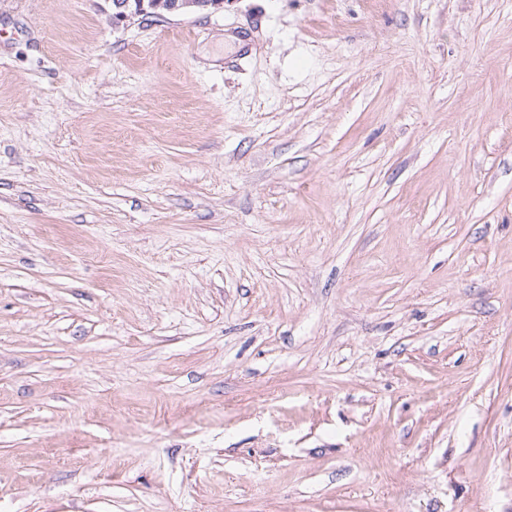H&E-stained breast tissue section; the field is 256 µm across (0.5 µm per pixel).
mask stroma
<instances>
[{"mask_svg": "<svg viewBox=\"0 0 512 512\" xmlns=\"http://www.w3.org/2000/svg\"><path fill=\"white\" fill-rule=\"evenodd\" d=\"M0 512H512V0H0ZM131 0H108L112 3V19L114 21H126L134 17H154L157 20L166 19L168 16L179 15V11L182 7L180 0H170L169 12L170 14L164 15L159 13L149 12L147 8L152 5L151 0L146 3V0H135V5L130 3ZM135 6V11H131L132 7ZM130 11V12H129Z\"/></svg>", "mask_w": 512, "mask_h": 512, "instance_id": "obj_1", "label": "stroma"}]
</instances>
